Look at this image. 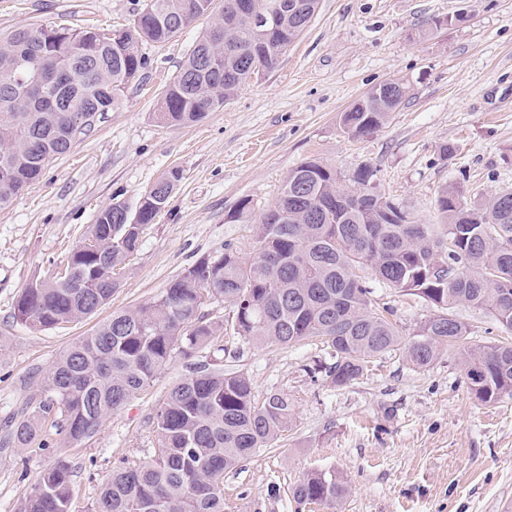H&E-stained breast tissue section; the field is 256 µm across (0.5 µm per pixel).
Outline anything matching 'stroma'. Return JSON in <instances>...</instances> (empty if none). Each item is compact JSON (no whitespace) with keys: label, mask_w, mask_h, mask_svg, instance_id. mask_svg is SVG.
I'll list each match as a JSON object with an SVG mask.
<instances>
[{"label":"stroma","mask_w":512,"mask_h":512,"mask_svg":"<svg viewBox=\"0 0 512 512\" xmlns=\"http://www.w3.org/2000/svg\"><path fill=\"white\" fill-rule=\"evenodd\" d=\"M142 0H0V33L23 22L122 28ZM453 25H445V18ZM201 17L176 38L149 44V65L126 86L123 104L53 160L40 180L0 209V422L36 388L58 353L113 312L138 306L205 255L225 246L256 250L253 224L230 222L241 200L255 212L274 203L290 169L317 159L344 174L368 164L378 189L424 224L440 223L437 199L458 192L466 206L512 190V0H320L310 26L271 72L243 85L202 121L155 119L159 96L208 28ZM398 79L406 101L365 137L340 116L373 86ZM454 154L441 160L439 148ZM182 178L147 225L120 286L94 316L36 333L13 304L30 283L52 277L99 211L136 209L169 170ZM378 304L406 337L430 308L373 282ZM223 366L245 373L256 399L285 392L292 431L224 478L227 512H328L300 505L291 490L311 470L336 472L349 491L337 512H512V398L472 395L454 353L418 368L401 354L367 363L351 385L314 380L330 364L323 345L257 346L225 327ZM173 362L153 385L109 414L88 449L76 452L71 512H92L112 470L143 458L167 388L188 375ZM55 456L0 454V512H12ZM279 495L267 496L270 487Z\"/></svg>","instance_id":"35a3bbf8"}]
</instances>
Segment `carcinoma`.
Wrapping results in <instances>:
<instances>
[{
  "label": "carcinoma",
  "mask_w": 512,
  "mask_h": 512,
  "mask_svg": "<svg viewBox=\"0 0 512 512\" xmlns=\"http://www.w3.org/2000/svg\"><path fill=\"white\" fill-rule=\"evenodd\" d=\"M230 0H145L133 23L112 31L69 25L50 38L47 26L18 24L0 38V209L36 182L49 163L77 139L75 120L90 116L112 90L111 110L122 104L126 84L148 66L142 46L167 42L196 19L213 24L197 41L178 75L161 93L156 117L163 123L199 122L224 106L252 79L253 64L272 71L282 51L314 18L320 0H256L257 12L278 16L271 50L254 56L253 22L227 14ZM73 79L43 99L16 98L4 85L54 64ZM407 87L392 79L378 98L367 92L340 117L349 134L379 129L405 101ZM181 173L173 170L147 192L138 222L120 202L100 211L67 266L70 278H51L24 288L14 319L42 332L94 315L119 282L122 268L169 203ZM377 171L365 164L349 179L310 159L288 172L274 206L256 224L257 252L247 257L224 246L201 257L153 299L112 313L91 334L73 340L18 409L3 445L45 451L56 441L79 450L105 417L151 387L175 358L190 361L220 353L224 317L204 308L225 304L234 333L249 343L288 346L318 341L335 361L322 380L345 387L368 359L399 351L418 368L442 350L459 355L474 397L492 404L512 396V342L472 346L467 327L453 314L460 305L489 313L512 331V197L479 207L461 204L453 190L437 200L443 223L422 224L404 206L376 190ZM357 184L351 190L346 181ZM369 266L383 283L432 307L416 339L407 340L376 308L371 288L356 275ZM295 403L285 392L258 401L249 377L197 364L172 383L153 421L146 458L112 470L93 512H226L224 475L262 448H272L293 429ZM75 465L67 457L40 471L15 512H70ZM347 486L334 471L312 470L293 488L300 504L338 505Z\"/></svg>",
  "instance_id": "cac0c4a2"
}]
</instances>
